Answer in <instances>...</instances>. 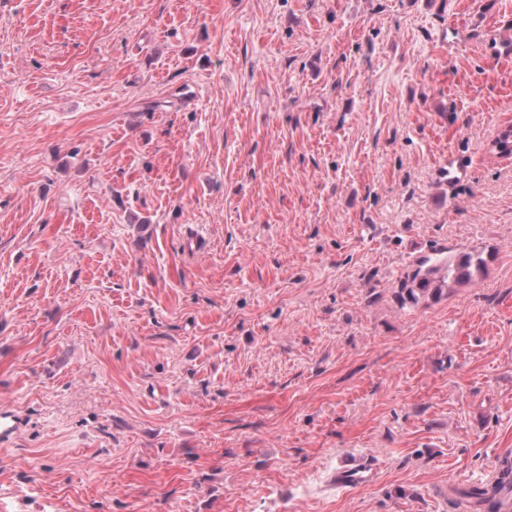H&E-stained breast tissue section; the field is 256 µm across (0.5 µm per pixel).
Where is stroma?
I'll list each match as a JSON object with an SVG mask.
<instances>
[{"instance_id":"35a3bbf8","label":"stroma","mask_w":512,"mask_h":512,"mask_svg":"<svg viewBox=\"0 0 512 512\" xmlns=\"http://www.w3.org/2000/svg\"><path fill=\"white\" fill-rule=\"evenodd\" d=\"M510 34L512 0H0V512H466L512 463ZM439 248L487 276L400 304ZM372 470L363 462H356L353 467L340 469L336 474V487L343 488L368 480Z\"/></svg>"}]
</instances>
